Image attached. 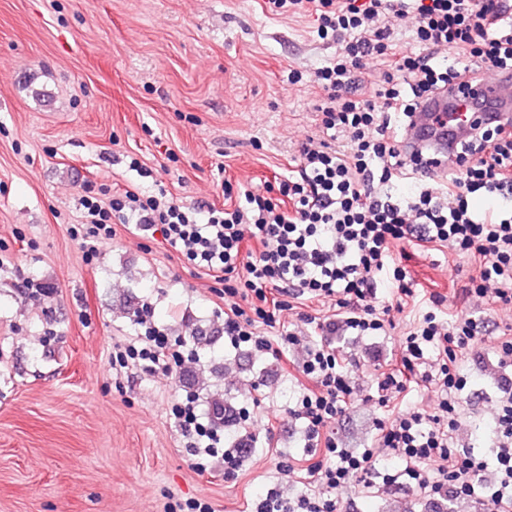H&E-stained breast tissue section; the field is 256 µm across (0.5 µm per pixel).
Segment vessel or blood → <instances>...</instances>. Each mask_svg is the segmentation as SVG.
<instances>
[{
	"label": "vessel or blood",
	"instance_id": "vessel-or-blood-1",
	"mask_svg": "<svg viewBox=\"0 0 512 512\" xmlns=\"http://www.w3.org/2000/svg\"><path fill=\"white\" fill-rule=\"evenodd\" d=\"M493 104L490 112L482 104ZM512 123V77L500 75L457 86L425 101L414 123L402 134L406 158L433 161L439 168L456 165L458 142L482 122Z\"/></svg>",
	"mask_w": 512,
	"mask_h": 512
}]
</instances>
